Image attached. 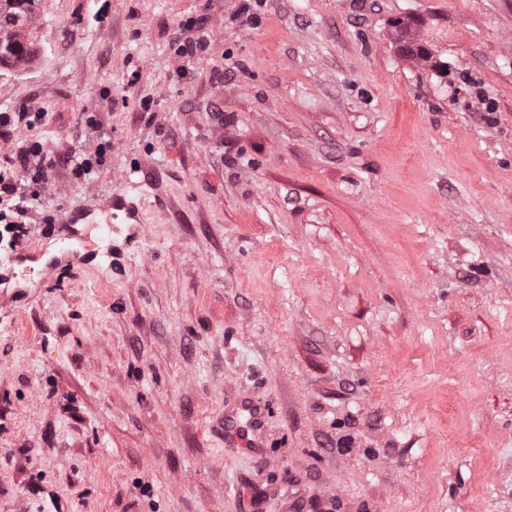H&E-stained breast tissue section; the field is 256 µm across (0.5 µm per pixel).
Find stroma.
Segmentation results:
<instances>
[{
  "label": "stroma",
  "instance_id": "stroma-1",
  "mask_svg": "<svg viewBox=\"0 0 512 512\" xmlns=\"http://www.w3.org/2000/svg\"><path fill=\"white\" fill-rule=\"evenodd\" d=\"M240 4L39 0L0 64L45 114L0 163L56 159L0 245V512H512V0ZM111 149L112 145L109 140H101L93 152L83 150L74 152L67 160L71 174L76 179H84L91 175L105 163V157ZM243 412L238 418L233 420H226L224 425V436L228 439L241 441V444L246 445L244 441L248 440L249 427L253 426L255 421L256 411L250 406H244ZM247 413V414H246Z\"/></svg>",
  "mask_w": 512,
  "mask_h": 512
}]
</instances>
